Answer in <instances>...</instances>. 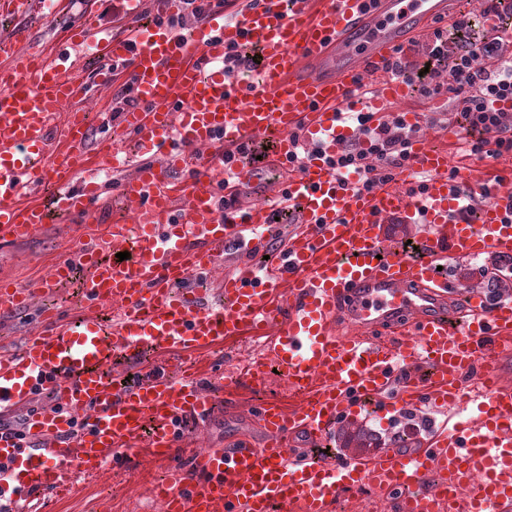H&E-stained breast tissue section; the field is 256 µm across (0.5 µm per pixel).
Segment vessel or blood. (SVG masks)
Returning a JSON list of instances; mask_svg holds the SVG:
<instances>
[{
	"instance_id": "vessel-or-blood-1",
	"label": "vessel or blood",
	"mask_w": 512,
	"mask_h": 512,
	"mask_svg": "<svg viewBox=\"0 0 512 512\" xmlns=\"http://www.w3.org/2000/svg\"><path fill=\"white\" fill-rule=\"evenodd\" d=\"M447 16L448 0H265L231 24L215 13L187 37L158 24L116 35L89 17L70 52L50 62L31 53L20 71L0 72L1 245L30 239L47 223L44 207L23 201L37 182L54 188L62 213L102 212L94 179L71 184L73 161L85 154L82 117L70 119L66 153L55 156L51 141L59 112L78 94L68 72L84 44L109 64L100 83H111V67H129L139 105L124 112L121 129L143 153L164 157L119 187L139 224L135 261L105 254L127 242L124 224H109L107 243L79 244L85 302L120 303L121 322H53L19 354L0 356V414L42 391L63 406L31 416L23 441L0 425V500L14 486L27 497L67 495L77 474L120 464L143 445L166 455L185 420L211 414L193 382L166 373L119 387L107 373L119 353L151 347L181 357L251 334L267 336L268 356L303 401L288 412L276 402L258 405L263 445L243 439L195 455L177 487L165 490V512H331L345 489L366 484L391 495L397 512H512V387L501 382L512 368V298L491 302L475 291L458 307L437 274L453 258L512 255V183L474 203L478 179L449 178L447 152L419 140L402 174L409 183L425 175L415 196L392 186L359 189L330 163L353 137L343 118L363 70L379 72L406 39ZM232 45L259 51L261 84L225 77ZM378 92L377 122L386 102L408 94L393 79ZM300 123L309 161L286 187L303 226L275 267L242 264L224 280L223 304L211 305L189 289L192 277L211 270L225 244L248 254L276 230L271 208L259 203L243 217L225 216L217 160L205 150L274 134V156L283 160ZM93 161L110 173L128 163L110 143ZM394 218L422 225L423 257L386 246ZM261 226L265 236L246 237ZM30 300V291L0 282L1 314ZM341 322L360 334L338 337ZM386 324L388 338H373ZM418 361L430 364L429 382L394 389L401 366ZM366 395L382 417L427 404L444 420L416 451L353 453L334 464L296 457L297 438L326 437Z\"/></svg>"
}]
</instances>
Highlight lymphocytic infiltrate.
Masks as SVG:
<instances>
[{"label":"lymphocytic infiltrate","instance_id":"obj_1","mask_svg":"<svg viewBox=\"0 0 512 512\" xmlns=\"http://www.w3.org/2000/svg\"><path fill=\"white\" fill-rule=\"evenodd\" d=\"M471 25L470 14L462 12L452 22L457 39L434 29L423 46L431 64L423 75L425 90L452 93L453 111L461 114L467 131L474 134L469 142L471 154L482 159L512 156V113L504 108L512 103V39L496 23L480 41H464ZM490 57L499 62L492 71L479 64ZM355 121L361 138L346 143L334 164L342 176L356 175L358 187L370 192L393 182L397 171L409 166L416 130L399 116L372 127L359 112Z\"/></svg>","mask_w":512,"mask_h":512}]
</instances>
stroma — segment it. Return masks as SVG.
Returning a JSON list of instances; mask_svg holds the SVG:
<instances>
[{
  "instance_id": "35a3bbf8",
  "label": "stroma",
  "mask_w": 512,
  "mask_h": 512,
  "mask_svg": "<svg viewBox=\"0 0 512 512\" xmlns=\"http://www.w3.org/2000/svg\"><path fill=\"white\" fill-rule=\"evenodd\" d=\"M94 16L97 24L121 32L130 25L124 0H84L73 6L63 4L56 11H49L43 0H32L30 11L21 17L0 16V39L8 38L18 27H25L30 35L29 45L44 57H53L65 36L86 16ZM417 72L424 69L426 57L415 54ZM104 61L93 50L80 53L77 65L71 70L72 81L80 92L61 112L54 129L58 152L66 150L68 121L73 113L85 114L88 126V151H95L100 143L119 139L130 155L132 166L144 163L145 158L136 154L131 137L114 135L112 107L115 87H100L95 74L104 68ZM416 74L410 75V97L401 102L388 103L394 113L417 111L423 113L426 122L418 136L436 147L447 149L450 165H459L463 154L458 143L449 141L447 130L431 126L434 118H446L451 103L449 93L429 95L423 91V83ZM121 174L102 179V197L109 208L103 213L104 220L95 223L76 216L70 220H57L45 225L32 239L7 247H0V279L9 280L19 287L34 289L35 294L27 312L0 317V356L17 353L28 336L43 325L46 315L58 313L60 319L71 320L77 316L94 314L119 322L122 311L117 305L86 308L81 301V284L86 277L81 265H74L72 280L60 287L41 288L52 265L71 255L76 239H105L108 219L128 217L126 206L117 204L116 185ZM449 286L455 293L469 290H485L489 279L496 275V266L490 259H454L446 269ZM266 343L262 336H243L224 342L212 351L185 357L187 369L198 378V386L213 399L214 411L208 419L188 423L184 442L178 443L166 458L152 456L147 449L129 453L124 462L105 468L103 473L78 475L74 491L66 497L43 495L24 502L23 512H161L162 484L175 482L180 471L191 464L192 451L208 448H226L238 435L247 434L255 443H263L264 435L255 419V407L268 398L280 400L284 406L294 405L296 395L288 390L282 373L266 372L260 382L241 379L245 364L264 359ZM372 430L379 438L380 449H390L392 437L407 434L409 449L419 448L433 432L432 412L429 407L406 411L388 420L363 417L360 424L339 423V430L354 431L355 427Z\"/></svg>"
}]
</instances>
